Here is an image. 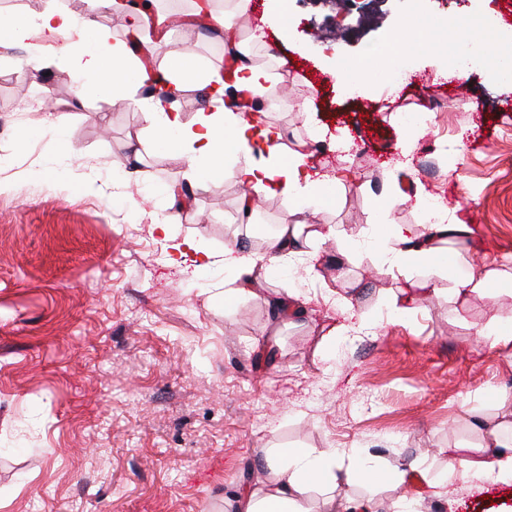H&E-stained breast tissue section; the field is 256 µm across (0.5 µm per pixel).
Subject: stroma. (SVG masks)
Listing matches in <instances>:
<instances>
[{
	"label": "stroma",
	"instance_id": "stroma-1",
	"mask_svg": "<svg viewBox=\"0 0 512 512\" xmlns=\"http://www.w3.org/2000/svg\"><path fill=\"white\" fill-rule=\"evenodd\" d=\"M278 9L250 0L237 39L271 74L274 94L288 96L273 115L284 144L307 141L318 170L343 166L336 207L317 221L354 231L356 248L342 257L330 241L313 263L281 267L271 288H299L309 300L275 346L269 307L245 298L224 308L215 295L230 271L196 276L168 264L150 221L127 207L132 199L139 210L178 213L177 233L218 253L246 233L232 168L221 184L192 183L191 200L176 206L169 188L183 183L182 170L137 106L152 77L133 99H115L81 88L62 50L0 47V126L13 132L0 138V154L13 159L0 170V512H224L225 493L282 447L355 450L403 472L396 488L340 480L336 495L348 501L401 494L417 512H512L511 479L454 481L444 502L427 485L445 465L439 449L468 436L464 408L493 412L499 392L512 390V358L478 333L512 316V297L473 301L460 317L451 280L437 277L440 295L419 294L395 318L389 304L403 277L357 258L383 247L371 201L386 192L384 171L411 130L398 178L407 199L391 220L421 223L418 196L440 198L461 206L472 230L462 265L512 266V83L486 67L443 76L432 55L415 52L395 93L350 102L339 64L384 44L397 18L344 51L329 33H303L311 13L298 6L289 30H277ZM155 11L163 21L149 67L166 71L186 52L213 68L224 60L222 27L172 23L192 14V0H156ZM427 97L446 109L404 123ZM49 110L66 115L75 149L58 174L44 170L50 137L23 149L15 137ZM425 161L437 177L422 173ZM79 181L95 191H78ZM323 288L355 289L352 308L325 304ZM363 315L376 319L374 333L337 337L323 371L314 338L335 325L355 330Z\"/></svg>",
	"mask_w": 512,
	"mask_h": 512
}]
</instances>
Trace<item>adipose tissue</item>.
Wrapping results in <instances>:
<instances>
[{"mask_svg": "<svg viewBox=\"0 0 512 512\" xmlns=\"http://www.w3.org/2000/svg\"><path fill=\"white\" fill-rule=\"evenodd\" d=\"M114 3L115 0H90L89 12L78 15L56 8L32 17L1 14L0 46H25L36 35L45 41L66 38L71 66L108 96H128L136 87L141 70L128 61L125 44L110 42L98 21L99 15L109 12ZM406 44L422 52L429 49L427 34L408 20L401 22L386 44L357 61L351 82L360 96L378 92L376 70L390 49ZM234 58L235 82L231 85L224 83L219 73L207 72L191 54L180 56L168 67L167 73L176 88L191 84L205 94L208 106L197 112L192 121H185L182 112L174 107L167 109L147 103L141 110L157 145L166 148L169 158L186 165L195 179L209 184L221 182L225 165H232L238 183L247 192L283 197L295 221L280 225L277 232L265 237L263 249L235 240L225 243L220 254L203 247L196 239L177 238L170 222L156 218L152 224L167 244L170 264L188 262L197 271L221 264L232 270L233 276L220 294L225 307H232L246 297L279 306L287 299L299 301L300 295L292 288L286 289L281 298L263 292L259 284L268 280L270 268L307 260L306 247L310 243L332 239L343 250L353 243L354 237L329 225L313 223V216L334 207L340 179L314 169L302 149L285 148L282 133L271 121L268 110L251 114V104L267 96L268 76L253 66L246 54L238 51ZM398 200V195L393 194L373 201L380 235L386 243L379 258L397 269L407 283L393 298V308L407 310L416 291L429 290V282L414 277L415 271L421 269H433L452 278L454 286L448 295L463 311L469 310L473 300L500 295L502 285L512 282V272L498 268L456 277L455 264L461 254L442 247L441 242L448 236H467L468 224L456 210L444 206L427 208V222L421 228L390 223V207ZM461 422L477 439L455 442L445 448L447 462L434 491L441 499L447 498L448 482L453 478L512 477V394L500 393L493 414L469 411ZM264 465L270 473V484L245 489L227 499L226 512H337L336 473L340 470L377 483L402 482L401 473L379 468L370 457L355 455L343 461L328 448H283L267 455ZM311 487L320 494L314 511L305 499Z\"/></svg>", "mask_w": 512, "mask_h": 512, "instance_id": "adipose-tissue-1", "label": "adipose tissue"}]
</instances>
